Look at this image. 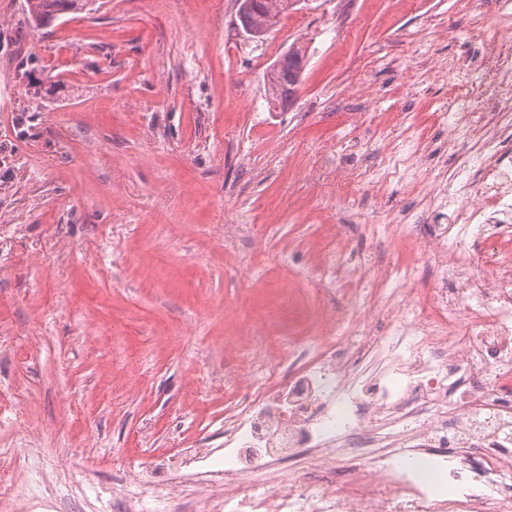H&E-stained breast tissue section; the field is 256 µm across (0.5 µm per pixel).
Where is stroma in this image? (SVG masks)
I'll use <instances>...</instances> for the list:
<instances>
[{
    "mask_svg": "<svg viewBox=\"0 0 512 512\" xmlns=\"http://www.w3.org/2000/svg\"><path fill=\"white\" fill-rule=\"evenodd\" d=\"M25 2L0 0V512H123L223 447L244 313L344 314L348 289L310 278L331 231L351 268L401 253L384 217L457 168L432 114L481 74L497 0H299L259 38L237 0H98L38 29ZM294 44L281 107L267 74Z\"/></svg>",
    "mask_w": 512,
    "mask_h": 512,
    "instance_id": "1",
    "label": "stroma"
}]
</instances>
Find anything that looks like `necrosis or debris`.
Returning <instances> with one entry per match:
<instances>
[{"mask_svg":"<svg viewBox=\"0 0 512 512\" xmlns=\"http://www.w3.org/2000/svg\"><path fill=\"white\" fill-rule=\"evenodd\" d=\"M491 95L475 104L468 82L441 102L476 169L480 199L424 227L398 219L391 236L410 257L391 267L364 266L353 282L394 284L352 303L316 336L282 350L255 351L261 378L233 392L224 411L223 468L203 471L208 483L236 490L259 476L245 498L248 512H512V41L490 61ZM432 265L452 289L413 297L403 291L419 264ZM385 316L393 334L379 342L369 320ZM381 349L393 376H353L352 338ZM353 474L318 496L337 457ZM436 459L452 493L417 482L412 461Z\"/></svg>","mask_w":512,"mask_h":512,"instance_id":"1","label":"necrosis or debris"}]
</instances>
